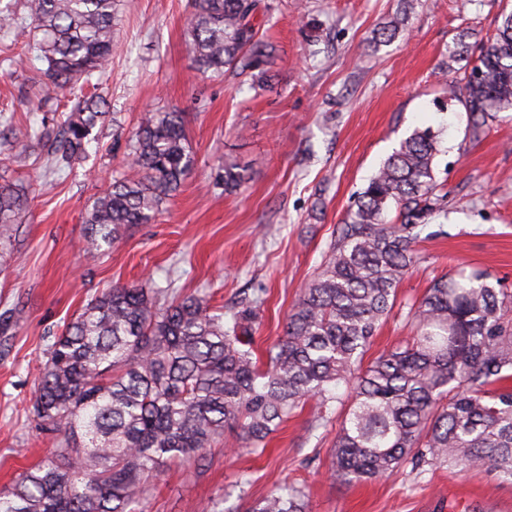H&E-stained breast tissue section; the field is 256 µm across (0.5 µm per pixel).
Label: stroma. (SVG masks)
<instances>
[{"instance_id":"obj_1","label":"stroma","mask_w":512,"mask_h":512,"mask_svg":"<svg viewBox=\"0 0 512 512\" xmlns=\"http://www.w3.org/2000/svg\"><path fill=\"white\" fill-rule=\"evenodd\" d=\"M259 32L275 53L263 86L248 75L205 72L184 38L191 0H131L120 11L112 63L98 80L113 122L97 127L86 159L55 169L42 143L0 162V183L26 187L27 207L0 270V316L23 322L0 332V488L51 445L29 412L44 353L96 294L115 285L174 277L182 293L214 307L263 299L255 340L276 342L315 275L354 195L415 128L441 132L436 179L448 193L442 235L417 245L419 260L398 286V305L366 354L374 360L411 333L405 302L432 280L481 270L512 289V112L473 139L462 105L440 111L446 85L493 38L512 0H409L402 34L377 41L402 0H266ZM23 45L0 36V138H23L33 122L59 119L74 97L40 102L41 62L8 60ZM183 112L194 166L150 223L128 228L112 252L84 257V221L113 176L128 172L125 141L141 112ZM239 162L248 180L225 194L214 178ZM310 408L290 417L260 456L234 430L202 462L167 463L144 512H246L276 486L304 483L309 512H512V482L478 470L417 473L404 467L357 484L329 473L339 420L309 432Z\"/></svg>"}]
</instances>
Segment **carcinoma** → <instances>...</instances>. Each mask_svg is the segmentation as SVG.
Wrapping results in <instances>:
<instances>
[{"label": "carcinoma", "mask_w": 512, "mask_h": 512, "mask_svg": "<svg viewBox=\"0 0 512 512\" xmlns=\"http://www.w3.org/2000/svg\"><path fill=\"white\" fill-rule=\"evenodd\" d=\"M119 0H24V16L0 8V30L45 64L43 99L82 91L112 56ZM260 0H191L185 35L203 71L238 70L260 79L272 47L259 38ZM474 136L489 117L512 112V11L470 69L449 84ZM83 94L67 120L32 128L55 161L80 163L105 116ZM438 134L414 129L382 162L336 225L317 275L288 313L284 334L255 352L263 299L244 300L229 319L204 294L156 288L150 278L92 298L50 345L30 412L51 441L39 463L0 490V512H133L161 465L188 459L237 427L245 450L316 400L309 430L345 406L330 475L353 484L446 465L512 481V290L480 271L441 276L409 305L414 335L363 365L374 335L416 263L429 221L445 212L434 160ZM135 176L120 174L85 217L93 260L127 227L152 220L194 164L184 114H141L126 140ZM224 193L246 182L224 162ZM26 195L0 184V242L12 238ZM394 218H388L390 210ZM344 386L347 400L337 396ZM306 486L287 484L246 512H306Z\"/></svg>", "instance_id": "1"}]
</instances>
